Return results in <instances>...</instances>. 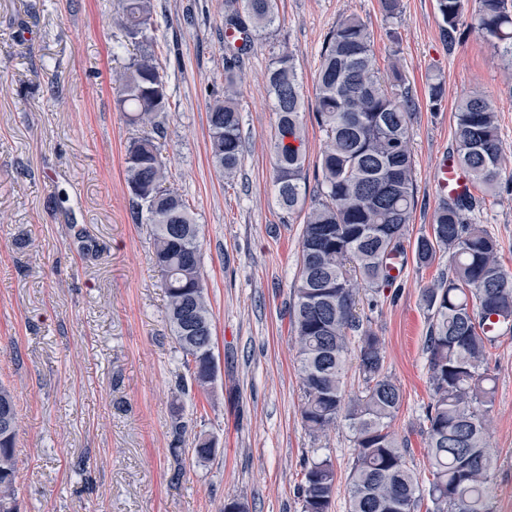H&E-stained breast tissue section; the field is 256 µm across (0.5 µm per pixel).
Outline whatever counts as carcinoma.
<instances>
[{
  "mask_svg": "<svg viewBox=\"0 0 512 512\" xmlns=\"http://www.w3.org/2000/svg\"><path fill=\"white\" fill-rule=\"evenodd\" d=\"M448 43L470 23L502 45L512 68V3L508 0H436ZM153 0H122L121 27L135 44L148 40ZM277 0H224V98L210 104L207 121L211 159L225 177L235 176L244 141L237 75L241 57L256 35L271 29ZM400 69L381 72L367 25L357 16L340 19L324 39L320 54L315 118L325 131L317 194L311 199L299 242V270L293 284L292 332L297 348L307 430L317 435L344 416L354 435L349 474V512H416L428 499L431 512H488L492 453L486 438L494 377L485 364L496 332L486 329L498 316L512 329V273L497 258V240L471 215L480 206L472 194L439 204L431 233L417 237L412 256L419 267L446 253L451 274L423 290L428 315L425 339L432 399L426 411L429 479L419 484L406 450L391 431L403 394L384 370L382 342L356 314L358 288L378 293L392 285L390 260L405 258L404 240L416 205L415 165L409 125L415 99L402 87ZM269 85L277 125L272 142L274 179L280 204L290 213L307 199L303 99L290 56L275 57ZM119 101L128 121L143 128L125 153L126 181L137 216L151 224L155 264L163 271L166 317L182 353L191 384L206 391L214 383L213 324L201 271L200 225L179 192L165 186L169 170L154 142L159 116L167 111L163 70L151 53L134 58L118 77ZM445 83L428 85L432 108L441 107ZM457 164L472 186L493 191L506 174L497 110L474 93L455 112ZM358 336L356 358L362 390H345L350 336ZM17 405L0 383V512H17L15 477ZM193 455L209 461L216 450L208 437L192 442ZM336 472L328 459L303 469L300 512H331Z\"/></svg>",
  "mask_w": 512,
  "mask_h": 512,
  "instance_id": "obj_1",
  "label": "carcinoma"
}]
</instances>
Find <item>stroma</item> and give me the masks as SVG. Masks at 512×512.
Here are the masks:
<instances>
[{"instance_id": "1", "label": "stroma", "mask_w": 512, "mask_h": 512, "mask_svg": "<svg viewBox=\"0 0 512 512\" xmlns=\"http://www.w3.org/2000/svg\"><path fill=\"white\" fill-rule=\"evenodd\" d=\"M148 43L126 41L121 0H0V383L18 405L15 484L20 512H300L304 464L331 461V512H348L353 433L344 419L308 432L291 332V286L304 216L276 199L271 142L272 58L294 63L305 101V158L315 172L326 135L313 107L327 33L355 14L369 26L381 70L399 63L417 108L410 125L416 209L408 241L429 233L440 203L434 172L455 150V106L490 95L512 171V72L490 37L460 28L448 41L435 0H402L384 17L378 0H278L271 32L243 55L239 108L244 153L234 180L210 159L206 112L224 93V0H154ZM167 78L159 144L169 185L201 228L202 272L213 312L217 379L208 395L177 391L185 370L165 319L151 228L137 222L114 79L142 49ZM445 81L439 111L428 85ZM512 272V182L484 193L474 214ZM451 262H406L383 293L364 289L356 308L383 342L384 369L403 400L391 429L407 445L420 483L429 479L426 407L432 398L424 288ZM496 378L488 439L491 512H512V331L489 350ZM185 426L172 455L175 423ZM214 437L198 461L195 435Z\"/></svg>"}]
</instances>
